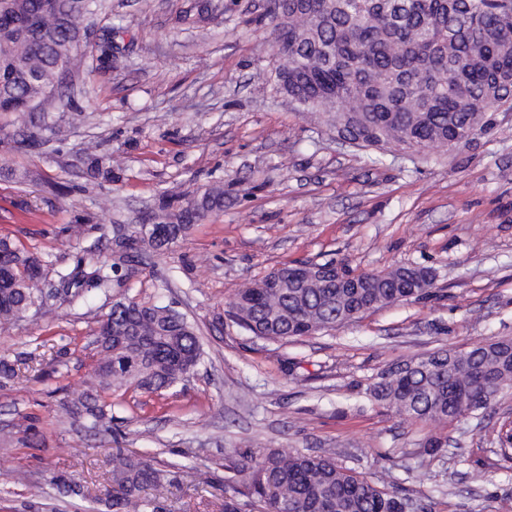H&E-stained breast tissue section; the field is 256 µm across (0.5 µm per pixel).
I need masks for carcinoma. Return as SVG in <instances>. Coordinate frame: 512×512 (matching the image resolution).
<instances>
[{"label":"carcinoma","instance_id":"carcinoma-1","mask_svg":"<svg viewBox=\"0 0 512 512\" xmlns=\"http://www.w3.org/2000/svg\"><path fill=\"white\" fill-rule=\"evenodd\" d=\"M274 33L282 63L276 89L306 112H355L364 146L379 143L375 129L404 127L431 150L481 130L489 112H512V0H272ZM101 0H0V113L20 125L9 136L15 151H33L62 141L79 117L67 107L65 70L77 77L85 68L83 40L101 11ZM86 175L112 181L107 156L88 143ZM224 210V187L163 194L157 207L132 226L130 249L162 253L207 215ZM413 266L392 269L373 289L387 304L389 279ZM42 261L0 237V328L44 309L37 286ZM64 298L75 302L84 289L109 287L103 268L56 273ZM260 281L242 289L232 304L237 320L252 334L281 340L298 318L334 329L344 325L348 288L318 281L303 288L270 292ZM100 359L89 389L68 406L69 413L95 428L111 419L112 404L101 392L133 387L157 392L184 382L201 359L198 337L185 318L168 306L134 300L112 304L97 339ZM409 376L379 380L369 395L405 420L461 421L451 399L481 365L498 392L512 390V347L493 341L465 352L438 350L424 360L410 358ZM245 493L263 500L267 512H387L393 501L409 502L343 469L328 456L277 451L250 469ZM164 475L147 458L119 452L113 458L112 512H143L141 492L161 485Z\"/></svg>","mask_w":512,"mask_h":512}]
</instances>
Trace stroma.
<instances>
[{
    "label": "stroma",
    "mask_w": 512,
    "mask_h": 512,
    "mask_svg": "<svg viewBox=\"0 0 512 512\" xmlns=\"http://www.w3.org/2000/svg\"><path fill=\"white\" fill-rule=\"evenodd\" d=\"M270 0H108L86 48L75 103L84 118L63 142L0 163L32 182L0 181V236L61 269L118 266L108 292L27 315L0 332V512H105L116 451L148 456L156 512H266L240 494L241 454L303 450L409 498L415 512H500L512 499V392L451 424L406 421L372 401L391 364L512 337V112L456 149L409 157L344 145L324 116L274 89L278 47ZM111 33L120 51L98 44ZM97 142L114 179L91 182ZM224 187V209L165 254L121 263L112 227L135 224L164 191ZM85 228L75 238L70 225ZM336 262L351 273L430 268L422 298L384 305L331 331L258 339L231 314L243 285L283 264ZM170 306L194 326L197 373L169 390L109 391L111 422L72 419L99 358L113 302ZM81 485L60 496L53 480Z\"/></svg>",
    "instance_id": "obj_1"
}]
</instances>
